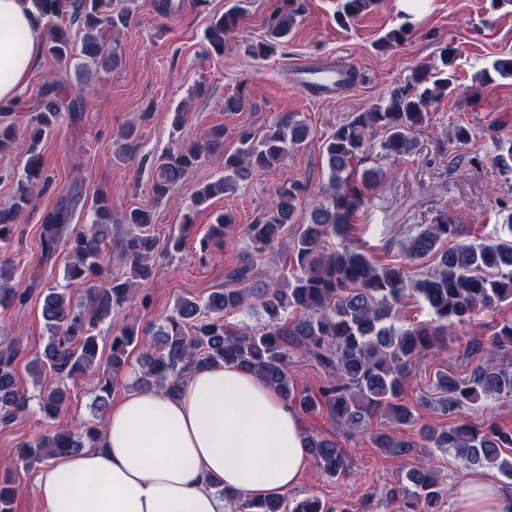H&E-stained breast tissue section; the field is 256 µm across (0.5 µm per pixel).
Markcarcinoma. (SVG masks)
<instances>
[{"instance_id":"cac0c4a2","label":"carcinoma","mask_w":512,"mask_h":512,"mask_svg":"<svg viewBox=\"0 0 512 512\" xmlns=\"http://www.w3.org/2000/svg\"><path fill=\"white\" fill-rule=\"evenodd\" d=\"M37 21L44 27L47 53L61 69H68L78 56L102 71L119 63L117 48L105 49V37L127 26L129 13L115 0H28ZM380 4V0H344L336 20L345 25ZM79 24L80 35L67 26L53 25L64 16ZM298 10L294 0L283 3L271 14L265 35L246 44L244 53L265 60L288 43ZM238 8L210 22L206 40L213 53H224V36L239 22ZM458 49L448 44L441 49V62L448 72L431 73L426 66L412 71L411 84L392 90L383 103L366 112H357L324 140L322 154L329 173V186L322 200L312 204L308 223L292 239L290 257L295 259L289 274L272 276L249 259L231 276L244 287L217 290L198 303L180 299L174 314L156 329L139 331L124 326L112 333L108 352L100 347L99 325L112 318L135 299L134 286L151 278L149 265L157 250L151 231L152 214L134 208L124 215L128 230L116 243L125 270L104 275L101 255L112 240V204L100 193L94 201L90 226L71 225L72 209L62 203L45 214L41 249L46 257L63 247L69 261L63 272L68 282L86 285V303L75 306L66 291L49 288L41 307L48 332L43 351L30 362V371L49 370L53 386L38 396V411L44 419L56 420L70 399L68 383L88 371L99 376L96 400L106 410L116 378L129 364L131 353L140 349L138 385L155 388L169 395L180 392L185 377L195 369L232 362L255 372L273 386L302 413H313L324 406L341 425L360 430L372 417L381 414L392 423L414 425L413 411L400 403L409 367L426 352L443 347L448 331L469 322L481 310L500 304L512 305V217L507 233L481 242L447 243L464 235L462 225L447 213L435 215L429 224H420L406 239L404 250L414 260L431 258L434 266L423 277L409 283L395 268L372 263L357 248L344 245L328 249L332 237H347L351 218L364 203L365 192L375 181L373 175L358 176L354 161L362 153L366 133L375 128L385 133L384 149L395 155L409 153L415 146L413 132L426 119L429 105L448 95L455 80ZM512 79V57L495 60L480 81ZM65 83L57 80L44 85L42 105L29 120L27 156L23 173L17 177L11 201L0 206V242L13 239L17 225L31 205L33 188L47 187L37 147L43 136L64 112L77 111L78 97L61 95ZM9 107L0 109V152L16 148V127ZM309 135L308 127L288 120L276 123L261 138L243 129L238 147L224 154V129L213 128L203 138L158 157L151 168V192L165 198L193 172L202 158L224 155V175L198 184L194 202L204 204L216 196L237 192L256 169L283 165L288 156ZM494 164L512 172V139L496 146ZM303 187L297 181L283 182L274 191L269 208L253 224L243 227L256 254L283 243L288 224L300 204ZM235 219L221 213L215 223L198 238L195 253L200 256L224 245ZM15 272L11 261L0 262V306L20 300L8 286ZM420 296L431 314V321L397 326L395 306L406 292ZM255 313L265 319L259 332H240L224 321V315L238 311ZM512 347V320L505 321L489 342L470 345L474 354L489 348ZM19 355L16 341L0 346V426L11 425L29 412L30 397L16 382L13 363ZM296 355L318 362L332 378L320 389V398L296 396L288 377V364ZM438 401L452 412L479 396L512 399V368L490 366L477 371L472 381L458 382L445 373L436 377ZM420 437L451 452L467 466L494 469L512 480V432L491 428L479 432L466 424L437 431L419 430ZM100 436L96 423H85L77 430H47L21 443L11 461L4 462L0 474V512H13L19 492L18 468L40 464L56 453H75L95 443ZM376 447L394 456H408L415 444L379 431L373 436ZM310 457L330 477L344 476L349 464L336 443L311 436L307 439ZM407 485L391 490L401 497L402 512H434L441 496L439 472L421 462L406 472ZM231 512H349L335 509L316 497L288 504L281 498L255 501L229 500Z\"/></svg>"}]
</instances>
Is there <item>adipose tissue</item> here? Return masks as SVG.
<instances>
[{"mask_svg":"<svg viewBox=\"0 0 512 512\" xmlns=\"http://www.w3.org/2000/svg\"><path fill=\"white\" fill-rule=\"evenodd\" d=\"M42 56L26 0H0V104L16 99ZM309 453L302 422L262 378L234 364L188 374L178 396L131 388L98 444L51 457L36 478L46 512H227L298 485ZM454 512H512V489L469 480Z\"/></svg>","mask_w":512,"mask_h":512,"instance_id":"obj_1","label":"adipose tissue"}]
</instances>
